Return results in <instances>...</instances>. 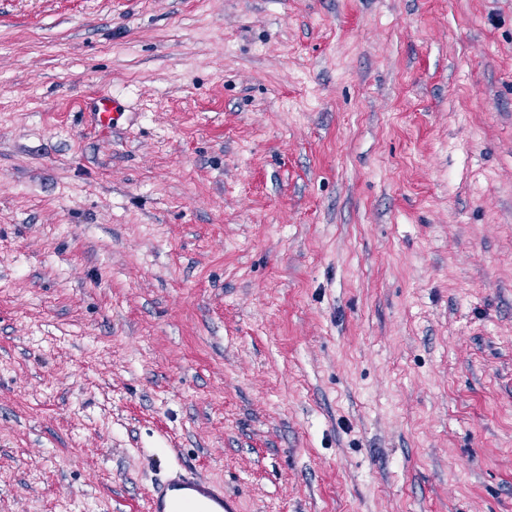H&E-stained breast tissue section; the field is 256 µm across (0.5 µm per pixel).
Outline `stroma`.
Returning a JSON list of instances; mask_svg holds the SVG:
<instances>
[{"instance_id": "stroma-1", "label": "stroma", "mask_w": 512, "mask_h": 512, "mask_svg": "<svg viewBox=\"0 0 512 512\" xmlns=\"http://www.w3.org/2000/svg\"><path fill=\"white\" fill-rule=\"evenodd\" d=\"M182 464L512 512V0H0V512ZM121 103L108 95L100 96L95 104L97 122L103 128H111L114 120L121 114Z\"/></svg>"}]
</instances>
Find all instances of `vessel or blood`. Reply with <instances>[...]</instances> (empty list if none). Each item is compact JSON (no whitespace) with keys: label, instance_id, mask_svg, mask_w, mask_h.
Returning a JSON list of instances; mask_svg holds the SVG:
<instances>
[{"label":"vessel or blood","instance_id":"obj_1","mask_svg":"<svg viewBox=\"0 0 512 512\" xmlns=\"http://www.w3.org/2000/svg\"><path fill=\"white\" fill-rule=\"evenodd\" d=\"M122 111L110 96L99 97L95 115L99 125L110 128ZM150 512H235L233 499L225 497L222 484L198 476L191 470L175 473L148 491Z\"/></svg>","mask_w":512,"mask_h":512}]
</instances>
